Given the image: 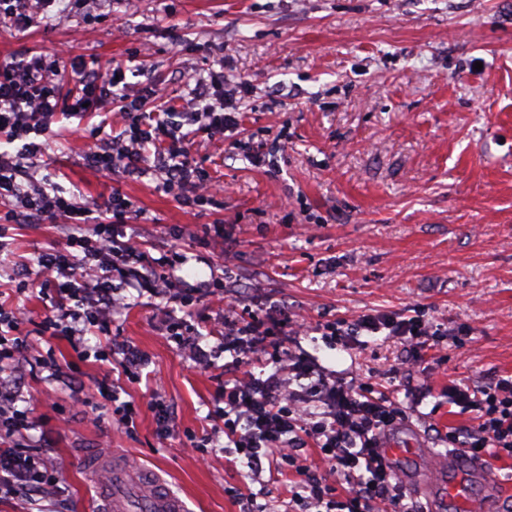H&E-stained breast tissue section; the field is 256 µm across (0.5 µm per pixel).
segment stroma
<instances>
[{"label":"stroma","instance_id":"stroma-1","mask_svg":"<svg viewBox=\"0 0 512 512\" xmlns=\"http://www.w3.org/2000/svg\"><path fill=\"white\" fill-rule=\"evenodd\" d=\"M54 48L76 62L124 64L130 86L157 82L174 106L196 78L223 69L242 141L287 135L286 149L260 166L223 138L197 141L192 156L224 185L223 199L202 206L181 204L153 175L131 180L89 167L94 142L74 118L42 165L88 201L105 203L116 189L130 197L143 214L117 234L155 259L184 254L177 277L194 283L228 272L239 308L261 315L278 303L304 319L309 332L292 350L327 370L392 384L401 340L331 343L315 328L427 310L452 334L421 363L425 386L403 399L408 421L391 439L447 454L437 430L466 420L450 410L448 382L512 375V0H112L108 10L55 0L24 33L0 26V62ZM62 239L57 223L10 225L0 261L34 262ZM127 301L111 336L49 345L39 333L49 299L39 286L21 294L0 278V305L27 312L17 366L64 512H96L101 486L86 475L87 448L152 472L187 512H239L248 496L283 512L288 476L252 479L245 460L225 459L214 431L233 360L219 349L216 304L185 310L215 352L202 369L169 336L160 300L131 289ZM114 339L150 358L142 381L116 378L136 410L131 432L114 425L101 395L112 365L82 356ZM50 348L61 365L77 366V382L44 380L39 362ZM154 392L173 410L165 436ZM207 435L215 448L204 459L192 443Z\"/></svg>","mask_w":512,"mask_h":512}]
</instances>
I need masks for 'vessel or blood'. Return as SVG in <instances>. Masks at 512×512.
Here are the masks:
<instances>
[{
  "label": "vessel or blood",
  "instance_id": "b4317fda",
  "mask_svg": "<svg viewBox=\"0 0 512 512\" xmlns=\"http://www.w3.org/2000/svg\"><path fill=\"white\" fill-rule=\"evenodd\" d=\"M421 454L414 444L389 443L385 455L398 461V480L422 499L425 512H498L502 488L480 461L452 452L440 462L418 470L409 461ZM91 476L107 474L98 512H185L182 501L162 487L146 490L147 477L111 458L91 452L84 459Z\"/></svg>",
  "mask_w": 512,
  "mask_h": 512
}]
</instances>
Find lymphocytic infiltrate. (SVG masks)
Listing matches in <instances>:
<instances>
[{"label":"lymphocytic infiltrate","mask_w":512,"mask_h":512,"mask_svg":"<svg viewBox=\"0 0 512 512\" xmlns=\"http://www.w3.org/2000/svg\"><path fill=\"white\" fill-rule=\"evenodd\" d=\"M122 66L107 69L65 66L61 51L39 52L0 63V142L19 143L16 154L0 152V199L12 207L4 219L15 224L64 219V247L42 251L39 274L56 283L49 314L40 323L50 338L80 341L108 331L112 316L126 306L128 289L183 306L203 296H223L224 283L175 281L160 271L133 240H119L113 227L137 209L121 192H113L104 212L81 196L67 193L40 177L44 152L41 136L61 118H83L88 111L111 107L123 123L115 135L103 126L89 132L95 145L87 156L97 171L134 179L154 171L160 188L184 194L185 205L211 201L217 185L190 158L189 142L238 128L218 75L196 79L191 111L161 103L154 84L140 89L120 83ZM26 312L0 313L9 335L0 336V497L20 496L28 504L53 502L57 484L46 477L38 444H10L16 434L32 430L31 410L24 406L23 386L6 373L24 344L18 327ZM224 348L235 355L224 371V450L245 459L252 476L264 471L295 472L289 508L306 512H422L398 487L382 452V437L405 418L400 404L369 382L328 373L281 345L284 330L298 335L306 326L284 309L265 316L224 311ZM388 331L403 340L405 354L394 366L402 390H411L416 369L427 351L436 349L443 331L424 313L366 314L322 325L325 336H360ZM273 353L275 367L266 376L251 369L260 354ZM448 401L470 415L449 427L444 443L471 457L512 459V377L480 385L459 379L448 385Z\"/></svg>","instance_id":"1"}]
</instances>
